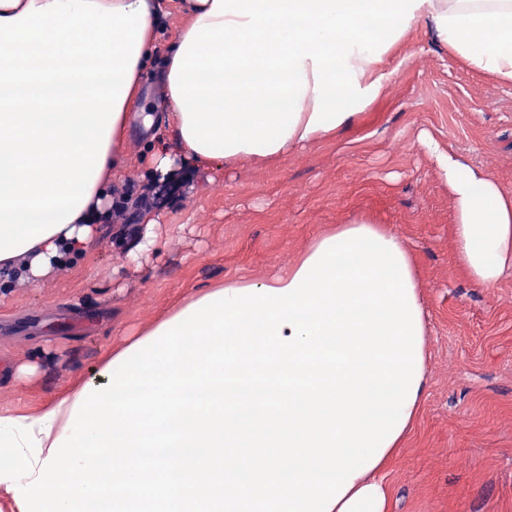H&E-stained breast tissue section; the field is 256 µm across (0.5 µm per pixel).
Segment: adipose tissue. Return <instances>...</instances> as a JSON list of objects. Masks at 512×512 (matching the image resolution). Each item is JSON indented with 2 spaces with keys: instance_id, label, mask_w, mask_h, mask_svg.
I'll return each instance as SVG.
<instances>
[{
  "instance_id": "adipose-tissue-1",
  "label": "adipose tissue",
  "mask_w": 512,
  "mask_h": 512,
  "mask_svg": "<svg viewBox=\"0 0 512 512\" xmlns=\"http://www.w3.org/2000/svg\"><path fill=\"white\" fill-rule=\"evenodd\" d=\"M173 8L188 24L170 48L165 97L142 113L154 33ZM422 20L471 66L512 83V0H0V288L83 257L112 202L131 116L171 128L195 168L271 164L365 118L385 92V55ZM422 143L454 198L457 260L493 286L512 269V191ZM84 387L21 415L42 448ZM404 441L332 512H390L385 473Z\"/></svg>"
}]
</instances>
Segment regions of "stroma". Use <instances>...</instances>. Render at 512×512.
I'll return each mask as SVG.
<instances>
[{
  "label": "stroma",
  "mask_w": 512,
  "mask_h": 512,
  "mask_svg": "<svg viewBox=\"0 0 512 512\" xmlns=\"http://www.w3.org/2000/svg\"><path fill=\"white\" fill-rule=\"evenodd\" d=\"M185 24L176 11L159 22L144 85L152 99L164 93L168 47ZM383 70L384 97L334 139L273 166L244 159L179 173L180 191L153 211L163 246L141 267L126 260L134 226L115 213L85 257L1 292L0 323L61 307L91 322L0 335V360L9 364L0 408L36 412L74 378L94 376L112 349L174 302L215 283L270 278L330 227L369 218L411 253L427 320L424 400L386 475L393 512H512V269L480 288L459 268L453 200L418 142L429 133L512 190V85L470 66L423 21ZM149 138L131 121L113 193L149 186Z\"/></svg>",
  "instance_id": "obj_1"
}]
</instances>
